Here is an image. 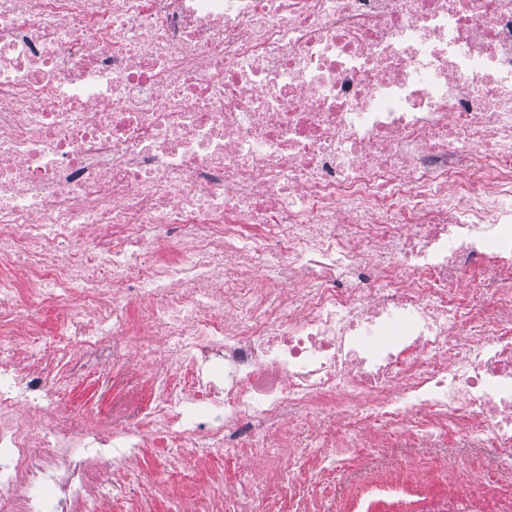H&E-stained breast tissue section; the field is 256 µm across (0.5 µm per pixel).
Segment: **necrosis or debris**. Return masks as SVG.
<instances>
[{"mask_svg": "<svg viewBox=\"0 0 512 512\" xmlns=\"http://www.w3.org/2000/svg\"><path fill=\"white\" fill-rule=\"evenodd\" d=\"M104 343L108 432L56 390ZM326 410L512 457V0H0V512H86L148 435L298 459ZM284 498L324 509L195 512Z\"/></svg>", "mask_w": 512, "mask_h": 512, "instance_id": "obj_1", "label": "necrosis or debris"}]
</instances>
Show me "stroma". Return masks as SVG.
Returning a JSON list of instances; mask_svg holds the SVG:
<instances>
[{"label": "stroma", "mask_w": 512, "mask_h": 512, "mask_svg": "<svg viewBox=\"0 0 512 512\" xmlns=\"http://www.w3.org/2000/svg\"><path fill=\"white\" fill-rule=\"evenodd\" d=\"M112 352H81L77 365H65L61 407L96 422L98 412L112 409L113 389L104 378ZM284 478L301 484L322 499L326 512H425L429 499L448 495L449 483L469 486L475 512H512V460L487 448H462L449 433L447 448L418 444L406 448L308 449L300 463L281 459ZM254 470L246 449L228 448L208 461H198L179 443L156 446L130 465L127 473L111 469L90 475L95 491L113 496L115 508L152 495L155 512H174L189 504L199 486L220 476L221 494H247ZM212 484V483H211Z\"/></svg>", "instance_id": "stroma-1"}]
</instances>
